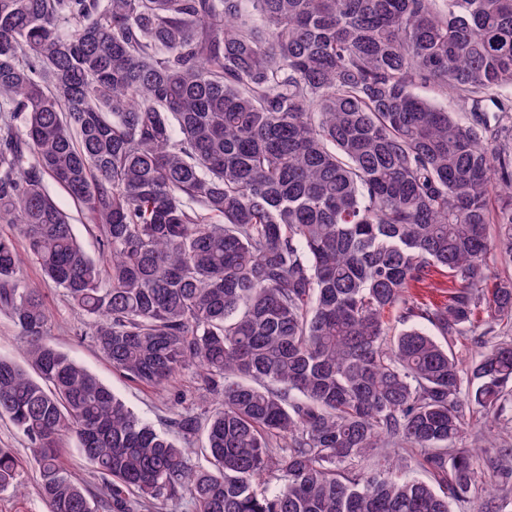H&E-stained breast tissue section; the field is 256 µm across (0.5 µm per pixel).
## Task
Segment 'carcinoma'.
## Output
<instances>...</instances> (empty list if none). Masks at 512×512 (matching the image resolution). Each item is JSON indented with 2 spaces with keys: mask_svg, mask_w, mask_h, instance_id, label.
<instances>
[{
  "mask_svg": "<svg viewBox=\"0 0 512 512\" xmlns=\"http://www.w3.org/2000/svg\"><path fill=\"white\" fill-rule=\"evenodd\" d=\"M506 90L512 0H0V224L24 242L0 236V314L26 344L0 418L49 512H500L503 450L462 441L512 422ZM29 263L126 379L192 369L218 409L135 414L51 344ZM434 270L441 304L411 293ZM24 474L0 448V492ZM47 190L54 198L58 206L64 210L71 218L72 224H74V232L78 241L84 247V249L92 256L97 257L99 252V246L95 238L94 233L89 229V224L85 223L78 206L73 200L54 182H47ZM0 448H10L27 460L28 450L25 438L6 419H0ZM63 446V459L71 473L91 495L95 494L101 483L99 476L84 466L78 448L72 439L65 440Z\"/></svg>",
  "mask_w": 512,
  "mask_h": 512,
  "instance_id": "cac0c4a2",
  "label": "carcinoma"
}]
</instances>
